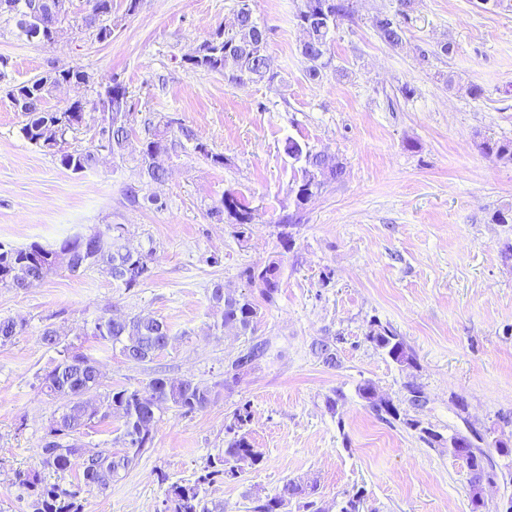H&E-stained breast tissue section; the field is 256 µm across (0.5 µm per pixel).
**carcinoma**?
Here are the masks:
<instances>
[{"instance_id": "carcinoma-1", "label": "carcinoma", "mask_w": 512, "mask_h": 512, "mask_svg": "<svg viewBox=\"0 0 512 512\" xmlns=\"http://www.w3.org/2000/svg\"><path fill=\"white\" fill-rule=\"evenodd\" d=\"M100 0H88L89 12L83 18L82 26L95 32L99 41L112 36L109 15L98 14ZM410 0H397L392 14L374 17L372 26L379 38L389 46L402 44L405 24L408 21ZM8 14L15 21L18 36L29 42L49 44L64 32L63 24L68 16L57 10H46L38 15L36 22L26 20L27 0H0V15ZM353 15L351 0H303V6L296 14L297 26L301 32V54L309 62L307 69L311 79H319L331 68L333 56L331 45L340 21ZM267 29L253 17L252 10L242 13L238 27L226 30L219 27L210 39L201 43L189 55L185 64L190 69L227 71L236 81L244 76L262 81L267 71ZM90 82V76L78 66L56 68L28 82L11 88V99L21 103L26 123L21 133L30 143L49 150L57 157L61 166L76 173L94 168L97 164V149L65 148L67 136L75 133L86 123V101L82 90ZM69 85L76 90L75 99L62 108L50 112L45 107L52 90L59 85ZM131 108L128 91L115 78L98 83L96 100L92 110L100 113V127L107 129L112 156L124 158V150L131 128L123 120L124 113ZM144 136L140 150V161L148 178L153 182L165 179L167 171L155 165V159L168 153L173 143L171 121H148L144 123ZM485 154H491L512 164V141L486 138L478 144ZM285 152L289 158L301 164L302 177L290 189L294 198V212L284 219L288 227L301 221V213L308 200L319 192L325 181L339 178L344 166L341 162L326 163L325 156L302 146L295 140H288ZM125 199L132 206L154 205L163 207L155 195L141 194V188L128 186ZM209 215L223 222L244 227L252 223L254 214L249 204L236 192L227 190L220 200L209 209ZM123 227L120 224L108 226L107 231L96 230L92 235H77L63 240L55 248L32 244L24 248L5 249L0 246V285L25 289L57 269L72 273L80 269L98 266L106 271L112 280L126 288L136 286L148 273L149 266L143 253L130 250L123 243ZM247 283L255 287L261 299L271 304L280 290L282 260L272 259L263 265L246 268L243 272ZM211 298L223 305L221 328L234 330L249 337L248 344L224 371V387L238 379L240 372L253 367L263 359L268 350V341L254 337L255 325L259 318V305L255 298L244 294L236 295L227 291L222 284L212 288ZM23 329V325L10 318H0V342L6 343ZM93 335L101 342L119 347L121 354L129 361L146 362L165 349L170 341L166 323L140 315L125 317H102L94 324ZM366 340L384 352L402 368L416 367V357L402 336L388 326L373 320L370 322ZM313 353L322 362L333 368L337 365L336 346L326 341H315ZM101 385V375L89 357L67 349L55 367L41 378V388L49 396L63 401V411L52 420L54 435L40 448V464L56 471H66L76 457H83L82 478L86 490L103 491L120 472L130 468L153 441L154 425L158 413L164 408H175L183 414L206 410L214 401L213 389L191 379L173 381L166 377H154L141 387H123L107 395L110 412H100L89 404L90 394ZM404 402L417 412L428 403L423 387L408 381L403 386ZM357 395L380 418L398 421L418 433V438L428 444L435 442L433 428L422 425V421L401 409L392 400L376 396L370 382L358 386ZM121 420L120 435L115 443L121 450L104 448L92 456H82L75 442L63 441L74 434H80L95 419L104 420L109 415ZM250 422L248 406L233 411L231 423L226 426L230 438L218 450L217 462L220 468L198 477L190 483H172L165 495V512H224V504L207 499L205 485L215 476L236 478L246 468H253L262 462V454L253 447L245 431ZM490 450L477 445L466 458L463 470L469 497H474L476 487L484 482L491 483L497 476L496 465L489 459ZM11 484L17 486L29 500L32 512H82L80 490L48 483L39 471L30 469L16 471ZM319 486L315 481H288L283 493L274 497L251 498L250 512H279V509L293 499L300 502L304 512H325L318 501Z\"/></svg>"}]
</instances>
